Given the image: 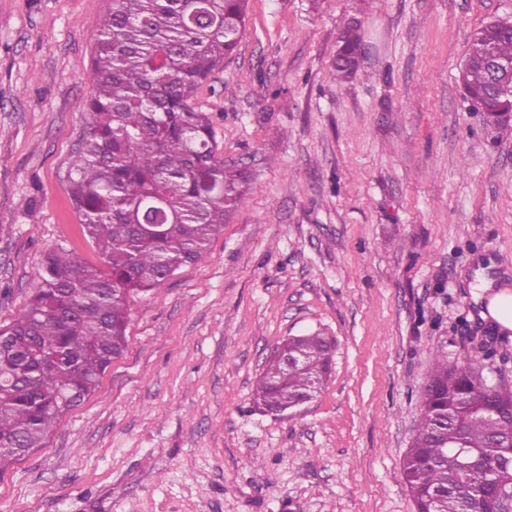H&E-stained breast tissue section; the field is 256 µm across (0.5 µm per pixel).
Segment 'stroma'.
Here are the masks:
<instances>
[{"label":"stroma","mask_w":512,"mask_h":512,"mask_svg":"<svg viewBox=\"0 0 512 512\" xmlns=\"http://www.w3.org/2000/svg\"><path fill=\"white\" fill-rule=\"evenodd\" d=\"M106 0H0V323L57 246L103 268L68 173L90 121ZM358 20L352 79L328 72ZM512 0H248L237 52L193 104L242 203L205 259L129 300L127 348L43 447L0 471V512H415L402 474L436 351H488L512 387V330L475 272L512 287V126L458 79ZM333 340L309 402L258 411L267 356Z\"/></svg>","instance_id":"obj_1"}]
</instances>
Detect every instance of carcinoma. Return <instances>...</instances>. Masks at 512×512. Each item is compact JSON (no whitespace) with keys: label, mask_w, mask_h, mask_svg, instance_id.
Masks as SVG:
<instances>
[{"label":"carcinoma","mask_w":512,"mask_h":512,"mask_svg":"<svg viewBox=\"0 0 512 512\" xmlns=\"http://www.w3.org/2000/svg\"><path fill=\"white\" fill-rule=\"evenodd\" d=\"M95 21L91 115L70 172L72 204L107 270L59 246L45 256L24 311L0 324V466L39 448L57 420L98 386L125 349L129 298L206 257L242 203L241 169L216 157L214 130L193 97L241 40L247 0H107ZM512 59V28L491 31ZM362 36L350 23L329 78L350 81ZM461 82L475 111L495 90L468 51ZM333 344L295 336L277 345L256 383L263 410L288 407L328 376ZM402 474L417 512H489L486 479L512 490V447L489 403L512 407V387H488L478 356L433 355ZM479 459L465 470L464 457Z\"/></svg>","instance_id":"1"}]
</instances>
